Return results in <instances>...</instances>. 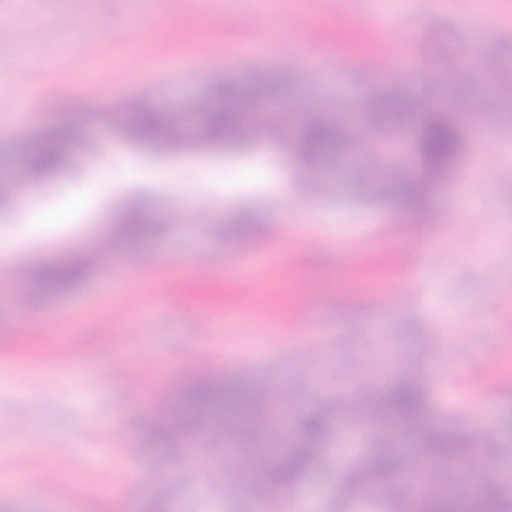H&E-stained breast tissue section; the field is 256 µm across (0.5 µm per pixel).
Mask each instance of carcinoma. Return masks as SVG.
I'll return each mask as SVG.
<instances>
[{"label":"carcinoma","instance_id":"carcinoma-1","mask_svg":"<svg viewBox=\"0 0 512 512\" xmlns=\"http://www.w3.org/2000/svg\"><path fill=\"white\" fill-rule=\"evenodd\" d=\"M288 87L276 80H257L249 84L217 81L207 90L202 124L195 130L173 127L169 113L150 105L132 112L124 135L146 148L165 151L207 145L224 150L245 151L255 143L262 128H273V112L288 107ZM361 111L364 136L356 138L347 130L349 123L315 108L303 113L294 142L298 163L315 171L329 160L363 153L380 169L390 164L384 143L391 133L410 126L417 134L420 170L416 175L383 178V190L407 204L418 200L425 182L450 174L463 150L462 127L451 107H424L419 96L406 83L396 80L380 91H369L365 101L354 106ZM70 156L63 149L61 135L53 130L33 141L25 150L22 170L29 182L43 181L69 166ZM151 213L138 199L127 202L118 238L125 242H146L155 233ZM100 248L91 242L86 252L51 259L30 267L29 277L41 294L65 292L95 272L87 253ZM258 400L257 391L246 385L199 379L190 382L173 406L170 417L153 428L155 448L163 450L174 435L205 440L212 435L260 442L266 428L247 407ZM335 411L331 407L307 411L298 416L297 434L285 458L273 463L246 481L252 496L275 486L300 480L311 468L320 465L322 447ZM376 430L370 445L367 465L349 471L346 483L352 487L382 489L386 492L387 512H512V488L484 477L488 462L475 438L464 435L431 419L427 395L422 384L407 377L385 382L372 393L368 410L360 415ZM418 455L443 472L464 467L473 476L469 484H445L443 478L426 479L427 488L409 502L396 491L393 474L403 456Z\"/></svg>","mask_w":512,"mask_h":512}]
</instances>
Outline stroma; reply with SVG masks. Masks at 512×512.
<instances>
[{
    "label": "stroma",
    "mask_w": 512,
    "mask_h": 512,
    "mask_svg": "<svg viewBox=\"0 0 512 512\" xmlns=\"http://www.w3.org/2000/svg\"><path fill=\"white\" fill-rule=\"evenodd\" d=\"M471 11L461 16L457 0H0V18L37 23L32 51L20 55L11 50L17 28L0 26V178L45 129L71 132V165L0 210V240L22 248L17 267L110 234L131 195L149 202L158 226L146 245H121L110 280L90 276L63 296L35 298L23 280L0 276V468L40 479L36 497L0 496V512H83L88 502L97 512H147L122 489L131 472L173 512H253L248 499L215 493L182 445L152 447L150 429L197 375L275 390L266 415L283 442L294 412L338 400L353 381L415 375L433 414L479 437L491 470L512 481V392L490 389L512 380V182L495 178L512 164V115L499 100L482 97L483 115L464 123L456 175L426 186L419 208L371 184L353 193L342 161L319 172L318 194L295 181L280 193L294 168L291 123L261 135L247 155H156L94 117L134 97L182 110L213 81L282 71L299 104L336 107L399 76L409 57L435 76L415 87L428 101L444 87L437 73L473 43L482 45L475 64L489 58L512 70V0H472ZM226 15L237 24L222 25ZM90 37L95 52L74 48ZM381 38L394 66L377 76L363 60ZM190 65L201 79L186 78ZM92 82L102 87L94 107L81 95ZM258 160L265 180H242L240 168ZM76 196L85 200L79 211L70 207ZM463 196L476 211L450 228L431 222ZM185 198L206 223L181 217ZM244 206L258 220L242 253L235 234L213 227L233 224ZM409 251L425 263L421 282L400 263ZM138 253L150 261L126 263ZM201 253L211 261L205 280L195 273ZM233 265L257 270L265 302L240 303ZM300 283L320 301L305 326L289 318ZM326 454V465L275 490L265 512L310 495L318 512H338L345 470L367 458L365 437L336 421Z\"/></svg>",
    "instance_id": "35a3bbf8"
}]
</instances>
